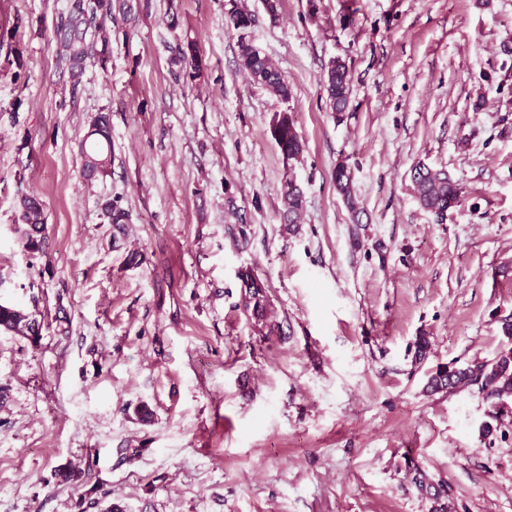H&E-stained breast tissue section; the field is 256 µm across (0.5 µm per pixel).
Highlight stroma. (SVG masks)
Returning <instances> with one entry per match:
<instances>
[{
  "label": "stroma",
  "mask_w": 512,
  "mask_h": 512,
  "mask_svg": "<svg viewBox=\"0 0 512 512\" xmlns=\"http://www.w3.org/2000/svg\"><path fill=\"white\" fill-rule=\"evenodd\" d=\"M234 1L288 99L240 69ZM67 2L0 0V302L42 323L0 330V512H512V402L425 390L506 343L512 0H279L273 19L266 0H125L110 61L77 84L52 41ZM188 42L204 69L173 79ZM101 113L112 162L89 181L79 143ZM283 116L299 158L272 136ZM419 163L460 184L446 213L415 198ZM246 272L274 335L241 307ZM324 83L328 108L338 118L342 117L343 112L349 108L351 95L349 70L345 62L332 60L327 67ZM336 190L346 200L352 214L353 223H360V208L358 207L352 192V173L348 167L339 164L335 172ZM303 203L304 197L300 185L294 181H288L283 192L282 219L284 224H296L303 209ZM21 218L27 226L24 232L26 247L35 248L37 236L44 231V218L40 202L33 196H25L20 200Z\"/></svg>",
  "instance_id": "obj_1"
}]
</instances>
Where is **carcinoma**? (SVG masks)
Returning <instances> with one entry per match:
<instances>
[{"label": "carcinoma", "mask_w": 512, "mask_h": 512, "mask_svg": "<svg viewBox=\"0 0 512 512\" xmlns=\"http://www.w3.org/2000/svg\"><path fill=\"white\" fill-rule=\"evenodd\" d=\"M112 19V0H71L60 12L53 40L59 59L67 64L73 77H80L89 62L106 67L111 50L108 39L99 36V32ZM256 21V15L243 7L234 5L225 13V25L238 35L242 70L253 82L262 85L271 94L286 99L290 95L288 81L247 40L248 32ZM171 52L174 78H180L182 72L188 68L197 74L202 72L203 62L193 45L184 47L179 44L171 48ZM324 83L328 108L336 116H342L349 108L351 95L349 70L345 62L340 59L332 60L327 67ZM272 135L286 158H296L302 152V144L289 117L284 116L276 123ZM81 151L84 157V173L88 177L104 170L111 163L112 139L107 115L102 114L95 120ZM335 184L336 190L347 202L353 223H360L361 211L353 196L352 173L349 168L341 165L336 167ZM412 184L420 204L436 214H444L459 202L461 188L446 170L418 164L414 168ZM303 203L300 185L294 181L288 182L283 192L284 223L297 222ZM20 207L23 224L27 226L26 247L33 248L37 245V236L44 231L42 207L33 196L23 197ZM243 287L247 288L248 296L243 302L244 310L255 319L254 328L265 336L273 334L275 326L265 320L264 292L257 289L249 274L243 277ZM2 328L33 339L38 338L41 332V324L37 319L21 309L4 304H0V329ZM470 385L477 386L479 394L497 406L512 399V346L501 349L489 360L464 367L439 368L428 377L426 383L427 388L432 391Z\"/></svg>", "instance_id": "cac0c4a2"}]
</instances>
